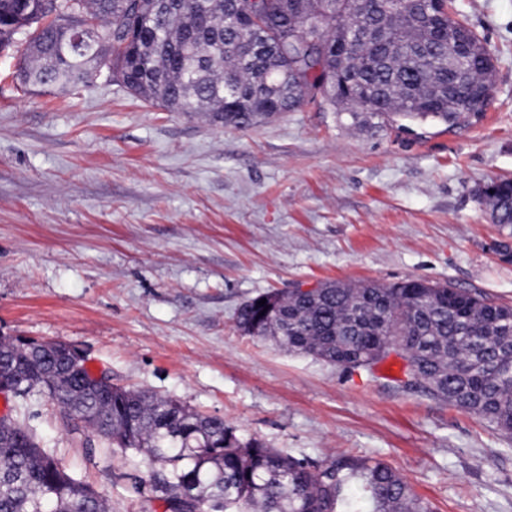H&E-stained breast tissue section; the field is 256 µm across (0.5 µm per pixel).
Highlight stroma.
Masks as SVG:
<instances>
[{
	"label": "stroma",
	"instance_id": "1",
	"mask_svg": "<svg viewBox=\"0 0 512 512\" xmlns=\"http://www.w3.org/2000/svg\"><path fill=\"white\" fill-rule=\"evenodd\" d=\"M495 63L482 117L360 126L311 104L258 126L169 112L107 73L22 83L0 52V336L63 341L92 372L218 416L302 458L385 461L433 512H512V438L400 388L242 335L246 300L294 283L420 277L512 305V262L475 195L512 177V0H455ZM30 426L106 501L163 512L88 430L33 397Z\"/></svg>",
	"mask_w": 512,
	"mask_h": 512
}]
</instances>
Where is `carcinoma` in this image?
<instances>
[{"label": "carcinoma", "mask_w": 512, "mask_h": 512, "mask_svg": "<svg viewBox=\"0 0 512 512\" xmlns=\"http://www.w3.org/2000/svg\"><path fill=\"white\" fill-rule=\"evenodd\" d=\"M26 43L21 80L70 87L101 61L127 92L171 112L247 129L322 99L353 116L455 123L479 114L494 83L484 42L451 0H0V50ZM512 253V179L477 190ZM265 300V305L258 301ZM235 324L288 352L346 369L394 355L435 397L512 435V306L410 277L326 281L246 301ZM60 345L0 337V379L48 393L133 469L153 464L165 512H431L382 460L297 458L177 400L101 390ZM0 512H106L22 418L0 416Z\"/></svg>", "instance_id": "cac0c4a2"}]
</instances>
